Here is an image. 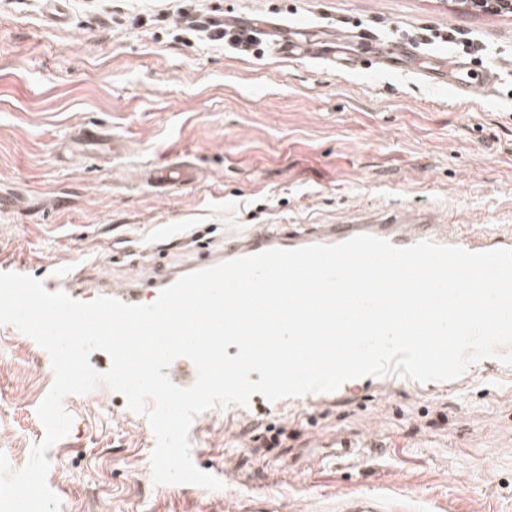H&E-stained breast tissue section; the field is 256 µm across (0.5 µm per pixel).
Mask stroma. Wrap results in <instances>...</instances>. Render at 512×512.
I'll list each match as a JSON object with an SVG mask.
<instances>
[{"instance_id":"1","label":"stroma","mask_w":512,"mask_h":512,"mask_svg":"<svg viewBox=\"0 0 512 512\" xmlns=\"http://www.w3.org/2000/svg\"><path fill=\"white\" fill-rule=\"evenodd\" d=\"M0 0V273L68 280L77 300L216 250L270 224H339L370 209L433 211L460 232L512 229V79L453 98L416 66L454 58L428 29L459 28L483 66L512 63V14L462 0ZM233 11L309 34L361 28L406 43L409 70H337L275 56L268 36L244 53L189 30ZM104 127L116 155L59 161L78 127ZM190 156L196 182L155 195L140 167ZM49 355L0 326V452L20 471L44 437L37 407ZM69 433L46 453L58 512H335L379 499L389 512H512V366L487 359L452 381L354 379L329 394L213 408L189 431L194 465L222 489L157 485L155 435L123 395L70 394ZM286 438L273 444L271 428ZM364 436L348 459L301 472L307 438Z\"/></svg>"}]
</instances>
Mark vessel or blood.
Here are the masks:
<instances>
[{
	"label": "vessel or blood",
	"instance_id": "1",
	"mask_svg": "<svg viewBox=\"0 0 512 512\" xmlns=\"http://www.w3.org/2000/svg\"><path fill=\"white\" fill-rule=\"evenodd\" d=\"M224 23L237 29L252 26L256 30L267 32L276 53L286 58H322L339 63L346 69H355L363 64L362 58L357 56L337 57V38L333 35L322 41H303L296 37L292 27L274 18L255 24L244 17L228 15L225 16ZM421 76L435 85L448 86L457 97L466 98L478 92H491L503 77H512V66L499 64L470 72L463 60L455 58L442 61L438 70L422 71ZM195 174L191 164L168 162L154 165L141 173L139 179L152 187L157 195L163 196L172 187L192 183ZM359 234L381 237L397 246H407L427 239L473 252L495 248L512 249V236L495 239L464 236L455 233L449 224L432 212L421 213L403 209L394 214H385L365 211L343 224H294L276 233L260 228L247 236L225 242L223 252L214 253L206 248L200 249L189 269L195 272L226 260L272 248L295 249L313 244H335ZM178 277L177 271L168 270L145 283L135 281L113 288L109 295L128 304H136L140 301L143 288L149 287L158 293Z\"/></svg>",
	"mask_w": 512,
	"mask_h": 512
}]
</instances>
